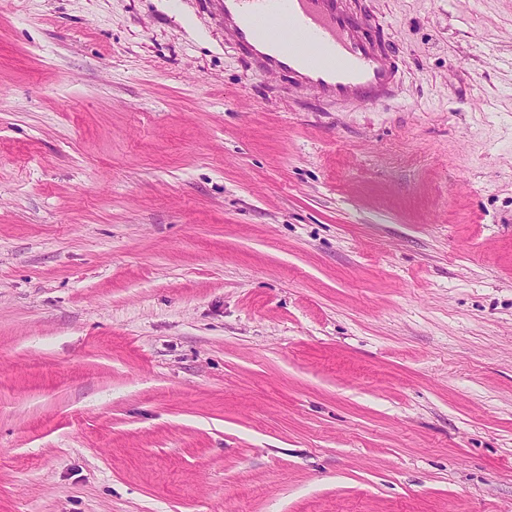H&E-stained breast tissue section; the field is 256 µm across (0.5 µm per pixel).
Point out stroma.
Wrapping results in <instances>:
<instances>
[{
  "label": "stroma",
  "instance_id": "obj_1",
  "mask_svg": "<svg viewBox=\"0 0 512 512\" xmlns=\"http://www.w3.org/2000/svg\"><path fill=\"white\" fill-rule=\"evenodd\" d=\"M360 4L373 108L0 0V512H512V0Z\"/></svg>",
  "mask_w": 512,
  "mask_h": 512
}]
</instances>
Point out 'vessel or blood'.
Segmentation results:
<instances>
[{
  "label": "vessel or blood",
  "mask_w": 512,
  "mask_h": 512,
  "mask_svg": "<svg viewBox=\"0 0 512 512\" xmlns=\"http://www.w3.org/2000/svg\"><path fill=\"white\" fill-rule=\"evenodd\" d=\"M249 62L322 101L375 106L396 70L368 21L344 0H203Z\"/></svg>",
  "instance_id": "b4317fda"
}]
</instances>
